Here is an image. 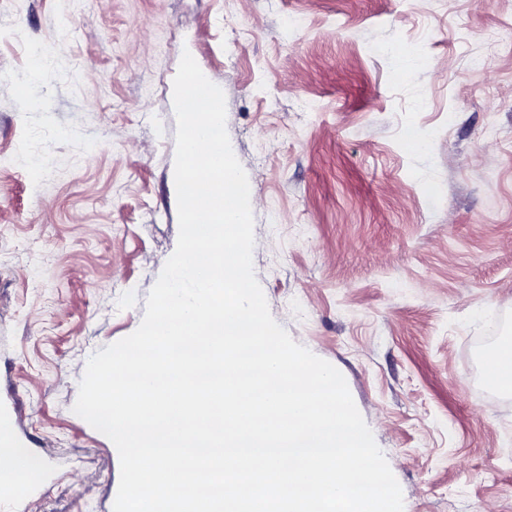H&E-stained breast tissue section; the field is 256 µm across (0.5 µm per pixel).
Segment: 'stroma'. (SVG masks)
I'll return each mask as SVG.
<instances>
[{
	"label": "stroma",
	"instance_id": "35a3bbf8",
	"mask_svg": "<svg viewBox=\"0 0 512 512\" xmlns=\"http://www.w3.org/2000/svg\"><path fill=\"white\" fill-rule=\"evenodd\" d=\"M186 51L270 313L343 374L404 512H512L484 362L512 346V0H0V416L42 465L0 512H113L117 449L73 406L176 248Z\"/></svg>",
	"mask_w": 512,
	"mask_h": 512
}]
</instances>
